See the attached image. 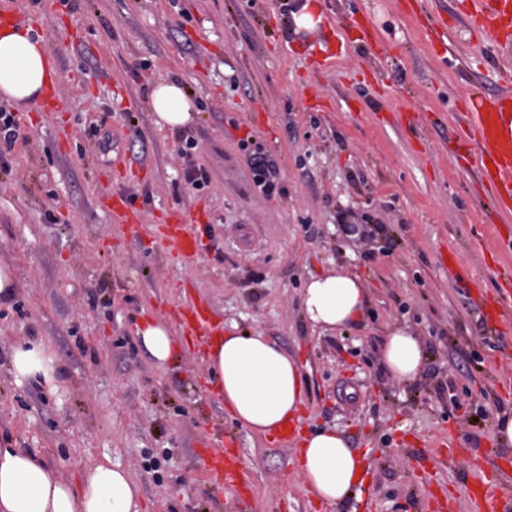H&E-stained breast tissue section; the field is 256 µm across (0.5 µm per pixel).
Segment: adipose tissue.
I'll return each mask as SVG.
<instances>
[{
	"instance_id": "adipose-tissue-1",
	"label": "adipose tissue",
	"mask_w": 512,
	"mask_h": 512,
	"mask_svg": "<svg viewBox=\"0 0 512 512\" xmlns=\"http://www.w3.org/2000/svg\"><path fill=\"white\" fill-rule=\"evenodd\" d=\"M55 82V72L42 39L30 27L0 24V98L25 110ZM150 100L159 127H186L193 103L176 80L158 81ZM308 321L325 331L359 321L367 292L360 277L339 266L312 276L304 290ZM426 358L419 338L398 327L387 336L380 361L400 383L415 382ZM212 383L232 419L248 432L270 436L296 420L304 403L305 380L298 360L262 333L228 332L207 354ZM17 379L53 383L58 367L43 345L17 347L12 355ZM307 493L335 505L361 485L364 457L350 448L333 428L309 431L295 458ZM0 512H141L140 488L129 473L111 460L84 471L80 487L65 482L37 456L20 448H0Z\"/></svg>"
}]
</instances>
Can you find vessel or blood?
Returning <instances> with one entry per match:
<instances>
[{
    "mask_svg": "<svg viewBox=\"0 0 512 512\" xmlns=\"http://www.w3.org/2000/svg\"><path fill=\"white\" fill-rule=\"evenodd\" d=\"M466 21L480 38L500 42L512 29V0H472ZM464 118L469 131L465 145L477 151L480 179L488 186L494 206L512 201V96L486 97L476 91L469 92ZM107 201L119 223L130 229L142 225L143 213L129 196L115 192L108 195ZM153 231L167 240L172 256L189 258L200 247L199 239L188 233L182 216L177 214H166L154 224ZM510 314L512 287L505 285L499 301L488 309L490 330H497ZM172 316L182 337L205 336L211 329L208 310L199 302L177 306ZM205 473L218 485L239 488L245 477L243 459L229 449L214 448L206 458ZM469 495L480 512H512V495L502 492L497 476L479 478Z\"/></svg>",
    "mask_w": 512,
    "mask_h": 512,
    "instance_id": "1",
    "label": "vessel or blood"
}]
</instances>
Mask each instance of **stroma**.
Listing matches in <instances>:
<instances>
[{
  "instance_id": "stroma-1",
  "label": "stroma",
  "mask_w": 512,
  "mask_h": 512,
  "mask_svg": "<svg viewBox=\"0 0 512 512\" xmlns=\"http://www.w3.org/2000/svg\"><path fill=\"white\" fill-rule=\"evenodd\" d=\"M469 0H22L62 71L55 111L20 113L25 134L0 165V441L38 454L73 486L109 456L141 489L143 512H236L203 474L215 432L237 439L251 512H478L468 489L492 471L500 411L512 410V327L488 333L474 288L496 295L512 269V210L491 206L457 140L465 95L512 90V48L475 45ZM309 11L312 21L297 26ZM445 19L439 54L420 28ZM179 81L195 121L159 127L149 93ZM276 159L283 195L255 190L239 139ZM197 141L209 188L189 193L180 140ZM142 209L139 232L114 223V163ZM193 217L203 243L176 259L151 227ZM364 225L349 237L344 224ZM453 252L464 272L440 265ZM342 265L362 279L363 319L340 331L307 321L310 276ZM216 330L260 331L306 379L303 429L334 427L365 454L364 483L335 507L312 499L295 443L247 432L208 382L206 351L177 339L158 365L136 334L171 321L184 297ZM405 327L427 352L420 378L391 380L379 351ZM42 344L56 387L17 380L14 349ZM462 451L436 464L438 444Z\"/></svg>"
}]
</instances>
